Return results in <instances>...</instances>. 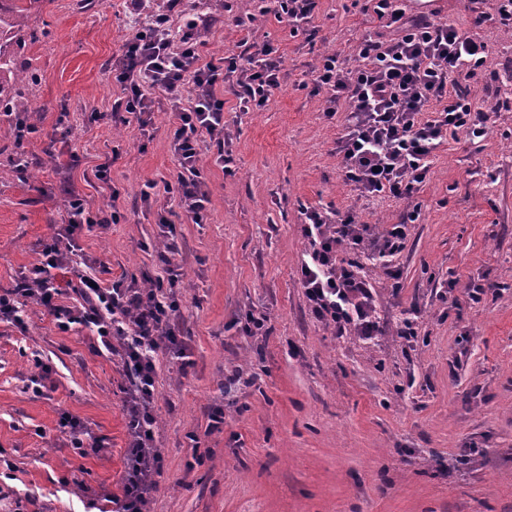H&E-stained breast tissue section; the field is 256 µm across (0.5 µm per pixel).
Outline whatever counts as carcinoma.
I'll use <instances>...</instances> for the list:
<instances>
[{
  "instance_id": "carcinoma-1",
  "label": "carcinoma",
  "mask_w": 512,
  "mask_h": 512,
  "mask_svg": "<svg viewBox=\"0 0 512 512\" xmlns=\"http://www.w3.org/2000/svg\"><path fill=\"white\" fill-rule=\"evenodd\" d=\"M40 0H0V112L28 115L38 111L31 98L36 72L18 62L27 44L39 40L38 31L29 25L35 4Z\"/></svg>"
}]
</instances>
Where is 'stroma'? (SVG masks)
I'll return each instance as SVG.
<instances>
[{
	"label": "stroma",
	"instance_id": "1",
	"mask_svg": "<svg viewBox=\"0 0 512 512\" xmlns=\"http://www.w3.org/2000/svg\"><path fill=\"white\" fill-rule=\"evenodd\" d=\"M194 3L145 0L134 13L125 0H40L30 23L43 36L21 55L40 76L37 133L15 143L0 112V289L16 287L67 223L60 185L89 207L117 204L119 223L78 239L105 285L158 275V219L173 223L184 356L156 361L165 473L151 512H512V32L497 24L494 0L409 8L490 46L461 80L489 113L485 136L443 139L409 201L362 197L343 181L344 116H324L308 85L324 53L354 65L356 41L379 32L366 0H317L297 28L272 0H228L212 14L205 56L244 59L271 44L280 82L260 107L225 95L223 148L199 144L212 198L202 224L164 192L176 174L169 103L146 129L125 122L109 70L139 22L160 11L181 23ZM221 151L229 167L216 164ZM17 158L25 177L10 167ZM105 163L107 180L96 179ZM150 183L157 200L147 206ZM304 207L356 211L378 233L417 212L398 283L370 272L384 335L339 338L311 313L300 284ZM451 279L452 303L440 297ZM472 282L489 287L480 301L465 294ZM21 309L23 326L0 322V459L14 467L0 477V512H83L87 499L122 489L128 380L87 329L60 332L27 299ZM253 310L268 317L264 335L242 331ZM410 310L416 335L406 341L397 323ZM41 363L50 372L38 395L30 379ZM234 371L240 380L227 386ZM217 407L224 425L212 432ZM64 413L104 453L72 448Z\"/></svg>",
	"mask_w": 512,
	"mask_h": 512
}]
</instances>
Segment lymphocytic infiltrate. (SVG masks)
<instances>
[{
  "label": "lymphocytic infiltrate",
  "mask_w": 512,
  "mask_h": 512,
  "mask_svg": "<svg viewBox=\"0 0 512 512\" xmlns=\"http://www.w3.org/2000/svg\"><path fill=\"white\" fill-rule=\"evenodd\" d=\"M407 0H368L380 26L397 37L366 35L354 46L355 67H344L338 55H324L311 72L324 94L327 114L346 111L347 125L338 142L345 181L362 194L387 192L411 198L430 171V157L443 138L464 130L470 138L486 134L485 111L472 107L459 89L462 74L484 65L489 46L475 34H464L450 23L422 16L407 20ZM199 19L173 27L169 16L154 18L148 31L137 32L112 63V79L124 98L121 107L140 127L152 125L157 101L153 90L165 93L173 116L171 152L176 180L165 185L192 223H203L211 199L200 180L201 139L224 143V100L218 89L241 103L263 105L279 85L280 59L273 47L256 46L246 63L233 57L203 59L196 30ZM446 106L431 119L422 114L430 101ZM301 233L307 242L300 283L316 319L336 336L354 333L369 340L380 325L367 271L378 268L399 278L396 264L404 248L407 227L391 225L372 235L353 213L304 209ZM93 218L82 201H75L67 224L43 244L38 263L21 282L18 294H0V322L20 323L18 297L46 308L57 328H89L96 351L119 356L132 381L124 402L128 428L127 469L121 494L108 496L110 512H148L163 457L154 446L156 357L159 350L182 356L183 342L175 323L180 306L165 292V282L179 273L168 254L158 259L165 272L151 287L138 280L95 286L87 272L90 260L78 243ZM75 265L78 286L75 305L57 303L56 272Z\"/></svg>",
  "instance_id": "1"
}]
</instances>
